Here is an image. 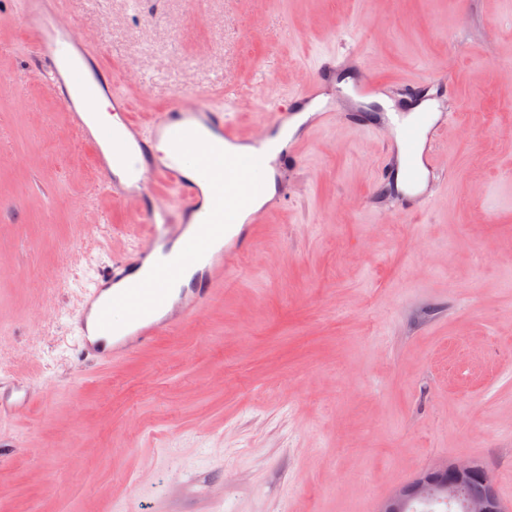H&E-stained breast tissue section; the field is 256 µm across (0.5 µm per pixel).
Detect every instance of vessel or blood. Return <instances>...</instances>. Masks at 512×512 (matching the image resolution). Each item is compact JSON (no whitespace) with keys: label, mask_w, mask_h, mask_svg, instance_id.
<instances>
[{"label":"vessel or blood","mask_w":512,"mask_h":512,"mask_svg":"<svg viewBox=\"0 0 512 512\" xmlns=\"http://www.w3.org/2000/svg\"><path fill=\"white\" fill-rule=\"evenodd\" d=\"M23 23L34 32L35 41L29 55V70L38 72L50 91L68 109L74 127L91 140L100 142L96 165L114 196L139 199L140 221L145 241L130 252L113 256L99 270L90 284L82 288L80 307L72 320L71 330L79 355L91 358L95 365L108 366L128 352L148 346L155 336L170 326L157 312L171 297V280L175 267L166 266L175 244H182L180 264L199 265V286L182 296L183 317H197L214 290L236 268L245 245L241 235L204 251L199 240L210 237L207 223L190 224L187 211L198 212L203 206L197 182L187 175L190 166H210L215 156L205 138L213 133L227 143L245 142L256 149L245 165L228 159L224 162V180L213 196L211 211H225L242 197L261 192L264 164L260 150L266 134L246 135L233 117L234 104L223 106L199 104L189 97H178L165 112L147 117L135 115L132 102L112 92L109 80L101 78L91 62L92 53L74 26L59 17L58 0H25ZM342 60L330 59L319 68L311 87L294 94L290 102L274 104L278 121L293 116L295 110H314V128H324L336 119L334 108H317V89L336 80ZM446 78L440 74L410 78L400 86L401 94L418 104L411 122L400 128L402 149L394 164L427 171L429 179L423 189L403 194L392 203L400 213H417L428 208L439 189L445 188L446 163L436 147L446 135L453 116L452 106L440 103L437 91ZM108 97L114 111L123 117L121 132L93 125L91 116L99 96ZM174 138L180 143L175 156L157 159L154 143ZM163 183L177 196L178 205L165 208L155 199L153 186ZM29 391L19 381L0 379V415H11L27 408Z\"/></svg>","instance_id":"b4317fda"}]
</instances>
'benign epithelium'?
<instances>
[{
    "label": "benign epithelium",
    "instance_id": "obj_1",
    "mask_svg": "<svg viewBox=\"0 0 512 512\" xmlns=\"http://www.w3.org/2000/svg\"><path fill=\"white\" fill-rule=\"evenodd\" d=\"M475 479L487 487V493L470 501L467 512H505L496 495L491 473L472 460L446 461L438 465L388 498L380 512H409L414 503L434 494L442 499H458L470 481Z\"/></svg>",
    "mask_w": 512,
    "mask_h": 512
}]
</instances>
